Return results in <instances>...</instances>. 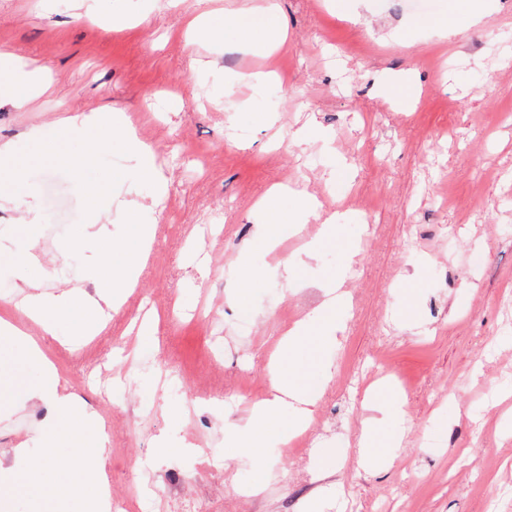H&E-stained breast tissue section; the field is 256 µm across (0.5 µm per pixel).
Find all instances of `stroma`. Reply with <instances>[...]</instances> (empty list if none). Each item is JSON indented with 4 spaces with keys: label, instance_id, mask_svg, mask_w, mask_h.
I'll use <instances>...</instances> for the list:
<instances>
[{
    "label": "stroma",
    "instance_id": "1",
    "mask_svg": "<svg viewBox=\"0 0 512 512\" xmlns=\"http://www.w3.org/2000/svg\"><path fill=\"white\" fill-rule=\"evenodd\" d=\"M288 45L266 55L241 46L232 0H209L224 33L185 35L167 0H0V50L44 67L51 92L25 110L0 105V140L51 128L62 115L115 109L151 144L169 182L164 197L139 178L120 138L95 133L30 143L16 156L27 179L0 169V316L14 315V241L36 234L53 258L77 239L95 205L80 180L110 192L112 248L156 239L133 293L92 340L60 327L45 342L68 390L104 420L113 491L150 500L152 512H512V0H490L477 26L441 36L466 0H276ZM194 47H187V40ZM257 81L225 96L224 80ZM96 153L84 178L56 153ZM307 189L320 216L286 230L277 251L255 236L253 205L271 186ZM31 197L28 225L13 200ZM337 215L314 259L278 263ZM358 261L335 313L336 345L307 340L295 353L309 379L332 367L311 427L283 445L272 435L262 467L224 445L249 403L268 396L279 333L313 313L351 249ZM256 284L235 300L239 258ZM121 362L125 385L104 380ZM0 376V453L37 451L44 407L16 401ZM405 398L404 436L372 432L387 465L358 452L370 384ZM181 406L161 413L162 401ZM178 429L201 456L163 458L156 436ZM347 449L337 452V442ZM339 472L324 487L318 459Z\"/></svg>",
    "mask_w": 512,
    "mask_h": 512
}]
</instances>
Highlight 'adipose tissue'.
I'll return each instance as SVG.
<instances>
[{
  "label": "adipose tissue",
  "instance_id": "ef3b65f1",
  "mask_svg": "<svg viewBox=\"0 0 512 512\" xmlns=\"http://www.w3.org/2000/svg\"><path fill=\"white\" fill-rule=\"evenodd\" d=\"M234 18L245 22L247 29H259L264 35L263 49L274 51L282 47L287 30L274 5L262 9L240 6L233 9ZM50 84L44 68L8 51H0V99L8 100L16 109L27 108L35 99L48 92ZM121 129L126 150L138 162L141 178L152 182L157 195L168 192V182L160 174L152 147L138 135L133 122L126 116L111 112L71 114L57 120L55 136H70L88 131L111 136ZM293 214L295 223L308 222L318 213L316 200L306 192L296 193L292 211H285L280 193H270L260 204L261 222L256 232L269 247H276L284 230L286 214ZM154 241L151 225L137 228L135 248L123 255L116 274L106 273L103 266L86 269L79 284L69 288L50 289L57 267L69 256L74 246L93 247L101 254L112 252V232L101 219H94L85 228L78 244H62L53 261L42 262L37 255L38 241L29 236L15 241L12 251L14 264L25 271L17 285L16 310L40 330L31 336L11 322L0 319V336L9 339L21 351L20 363L40 369L42 377L33 386L23 388L20 404H41L49 412L42 425L41 453L30 460L26 446L14 448L11 456L0 455V474L15 475L20 484L37 488L45 482L52 467L58 440L67 437L75 450L76 466L84 475L81 485H56L52 497L55 503H77V512H112V498L106 480L105 460L110 452V435L105 423L88 406L69 392L61 375L44 351L46 337L55 336L59 324L69 323L79 336L98 335L108 322V314L126 301L129 290L144 268ZM325 383L302 384L290 377L274 374L272 392L266 399L253 403L227 437L229 447L252 458L262 466L259 450L274 432L291 439L305 432L312 421ZM293 409L294 418L288 427H281L279 417L284 409Z\"/></svg>",
  "mask_w": 512,
  "mask_h": 512
}]
</instances>
